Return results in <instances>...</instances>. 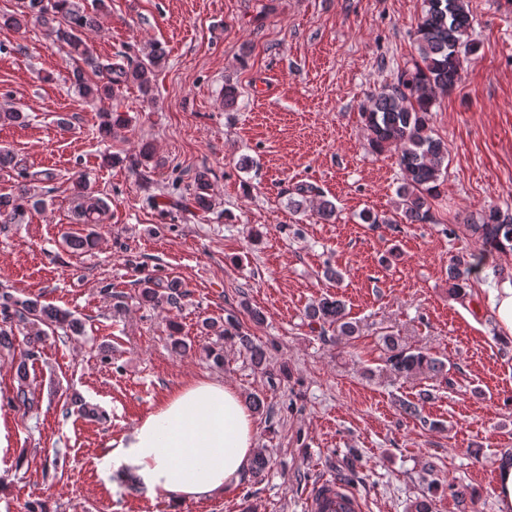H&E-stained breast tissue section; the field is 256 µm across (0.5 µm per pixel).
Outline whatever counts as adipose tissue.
I'll list each match as a JSON object with an SVG mask.
<instances>
[{"instance_id":"adipose-tissue-1","label":"adipose tissue","mask_w":512,"mask_h":512,"mask_svg":"<svg viewBox=\"0 0 512 512\" xmlns=\"http://www.w3.org/2000/svg\"><path fill=\"white\" fill-rule=\"evenodd\" d=\"M257 451L253 417L231 386L193 382L111 442L102 467L173 504L215 497L239 482Z\"/></svg>"}]
</instances>
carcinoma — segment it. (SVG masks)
<instances>
[{
	"instance_id": "cac0c4a2",
	"label": "carcinoma",
	"mask_w": 512,
	"mask_h": 512,
	"mask_svg": "<svg viewBox=\"0 0 512 512\" xmlns=\"http://www.w3.org/2000/svg\"><path fill=\"white\" fill-rule=\"evenodd\" d=\"M107 8V0H94L91 11L83 0H28L20 13L1 16L0 23L20 29L34 22L44 27L50 40L65 44L69 57L82 63L75 70L73 87L86 99H116L131 84L148 96L165 53L157 47L141 59L123 56L115 62H100L93 55L86 34L97 27L98 14ZM471 30L468 0H423L416 27L418 60L413 68L399 72L392 82L378 88L371 95V104L361 112L369 145L377 151L390 146L399 151L403 178L397 189V208L401 209L407 224L433 222L430 200L439 195L448 172V143L433 135L430 114L437 98L447 95L456 85L461 58L477 48L471 39ZM87 68L96 79L85 76ZM127 123L125 113L107 110L101 114L100 131L108 136ZM7 168L17 171L22 189L15 196H0V224H19L27 212L46 205L44 195L33 191L30 185L53 182L56 175L49 169L31 171L16 162L9 151L1 149L0 170ZM210 187L209 172L199 170L193 178L192 193L176 199L173 205L185 210L197 207L207 212L211 208ZM71 196L75 223H103L108 203L94 195L86 182L73 181ZM463 226L480 247L455 255L448 264L450 291L460 300L467 298L471 281L479 275L489 257L512 254V209L489 205L477 215L463 218ZM138 284L139 299L144 305L175 306L184 297L175 281L157 275L148 274ZM307 318L322 330L331 327L338 339L353 337L358 331L357 325L347 319L344 304L337 299L322 298L312 303ZM0 321L34 328L27 337L25 356L29 358L45 337L72 336L82 331V324L71 312L24 299L9 291H0ZM204 327L221 338L238 342L255 367L264 366L266 350L252 341L234 314H228L222 324L209 320ZM382 341L385 362L395 373L401 376L430 373L452 383L447 364L433 353L407 348L394 336H384Z\"/></svg>"
}]
</instances>
